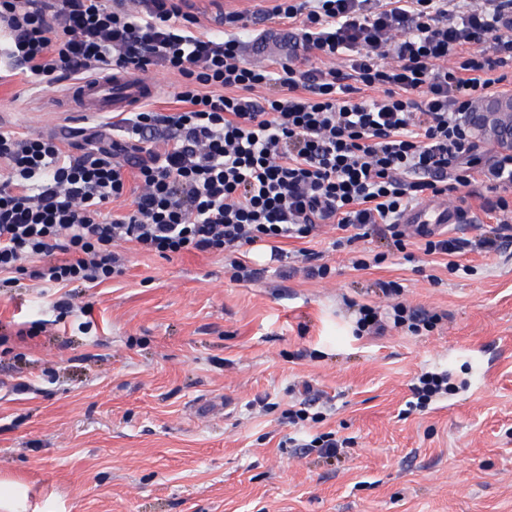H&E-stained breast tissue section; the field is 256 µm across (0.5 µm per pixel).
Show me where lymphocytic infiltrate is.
Segmentation results:
<instances>
[{
	"instance_id": "lymphocytic-infiltrate-1",
	"label": "lymphocytic infiltrate",
	"mask_w": 512,
	"mask_h": 512,
	"mask_svg": "<svg viewBox=\"0 0 512 512\" xmlns=\"http://www.w3.org/2000/svg\"><path fill=\"white\" fill-rule=\"evenodd\" d=\"M265 22L295 29L287 61L246 62L248 18L219 11L201 30L193 0H0V85L104 69H166L175 106L145 104L68 135L0 125V288L26 275L41 293L122 276L120 242L169 258L223 254L236 281L258 243L336 226L346 247L378 235L407 247L402 212L450 197L497 227L422 236L424 255L462 268L512 243V152L482 158L465 116L512 69V0H271ZM363 304L357 334L432 331L440 317Z\"/></svg>"
}]
</instances>
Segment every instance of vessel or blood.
<instances>
[{"label":"vessel or blood","instance_id":"1","mask_svg":"<svg viewBox=\"0 0 512 512\" xmlns=\"http://www.w3.org/2000/svg\"><path fill=\"white\" fill-rule=\"evenodd\" d=\"M156 95V86L142 73L112 69L99 76L76 81L66 91L73 111L82 117L130 112ZM400 221L414 230H436L465 223L466 217L455 205L430 198L409 206Z\"/></svg>","mask_w":512,"mask_h":512}]
</instances>
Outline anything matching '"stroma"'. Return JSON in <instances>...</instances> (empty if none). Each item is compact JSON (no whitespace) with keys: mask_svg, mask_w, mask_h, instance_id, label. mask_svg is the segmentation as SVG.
I'll return each instance as SVG.
<instances>
[{"mask_svg":"<svg viewBox=\"0 0 512 512\" xmlns=\"http://www.w3.org/2000/svg\"><path fill=\"white\" fill-rule=\"evenodd\" d=\"M61 90L0 85V123L71 125ZM323 227L335 273L258 277L223 256L128 250L127 274L54 297L21 277L0 290V479L27 512H512V245L470 252L471 274L386 261L356 271ZM396 280L433 331L355 333L356 307ZM459 389L408 410L421 369ZM319 400L312 432L351 438L336 456L290 447L289 404Z\"/></svg>","mask_w":512,"mask_h":512,"instance_id":"obj_1","label":"stroma"}]
</instances>
